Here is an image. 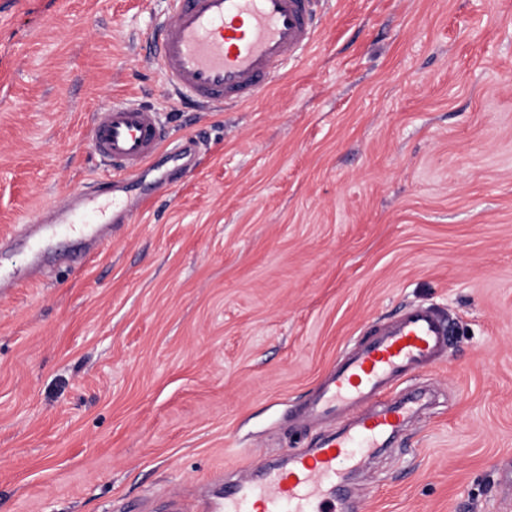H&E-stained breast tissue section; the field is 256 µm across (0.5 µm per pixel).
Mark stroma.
<instances>
[{
  "label": "stroma",
  "mask_w": 512,
  "mask_h": 512,
  "mask_svg": "<svg viewBox=\"0 0 512 512\" xmlns=\"http://www.w3.org/2000/svg\"><path fill=\"white\" fill-rule=\"evenodd\" d=\"M308 50L255 101L176 103L146 46L166 0H0V237L110 170L111 102L168 141L0 291V512H204L315 443L291 412L377 323L422 303L435 404L344 477L345 512H512V0H320Z\"/></svg>",
  "instance_id": "stroma-1"
}]
</instances>
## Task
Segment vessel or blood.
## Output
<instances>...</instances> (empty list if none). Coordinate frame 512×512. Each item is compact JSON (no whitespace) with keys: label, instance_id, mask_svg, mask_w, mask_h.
<instances>
[{"label":"vessel or blood","instance_id":"vessel-or-blood-1","mask_svg":"<svg viewBox=\"0 0 512 512\" xmlns=\"http://www.w3.org/2000/svg\"><path fill=\"white\" fill-rule=\"evenodd\" d=\"M317 30L312 0H168V16L157 29L153 58L168 90L179 102L207 111L253 102L288 64L311 45ZM92 150L125 177L152 160L164 136L156 112L115 103L94 116ZM69 225L73 234L102 237L105 219L95 203L53 212L37 229H23L28 259H45V244ZM448 348L443 316L418 304L376 326L370 338L325 377L304 411L333 419L344 410L386 394L411 371L432 365ZM413 402L388 403L363 415L346 431L313 449H297L282 468L261 478L244 475L225 489L220 512H338L347 469L385 447L413 416Z\"/></svg>","mask_w":512,"mask_h":512}]
</instances>
